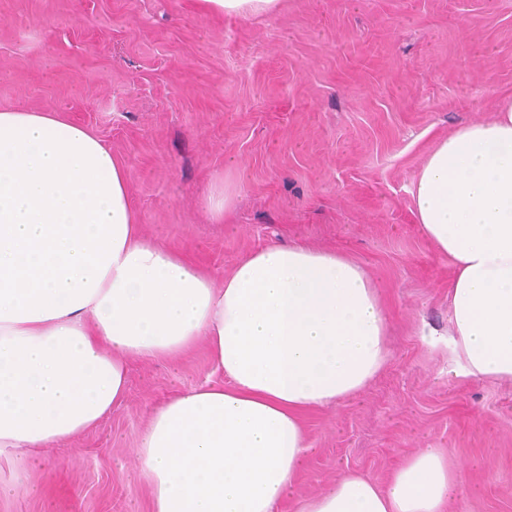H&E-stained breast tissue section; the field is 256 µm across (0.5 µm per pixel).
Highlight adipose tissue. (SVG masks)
Returning a JSON list of instances; mask_svg holds the SVG:
<instances>
[{
	"label": "adipose tissue",
	"instance_id": "obj_1",
	"mask_svg": "<svg viewBox=\"0 0 512 512\" xmlns=\"http://www.w3.org/2000/svg\"><path fill=\"white\" fill-rule=\"evenodd\" d=\"M248 18L281 0H194ZM417 222L453 264L448 352L456 377L512 382V98L431 150L412 184ZM390 326L372 277L334 252L271 243L215 287L144 236L129 172L58 111L0 108V458L94 428L127 391L130 359L176 358L207 338L226 382L177 391L141 434L136 476L152 512H445L472 494L426 445L379 486L359 472L296 497L313 451L303 412L362 393L388 367Z\"/></svg>",
	"mask_w": 512,
	"mask_h": 512
}]
</instances>
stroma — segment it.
Wrapping results in <instances>:
<instances>
[{
  "label": "stroma",
  "mask_w": 512,
  "mask_h": 512,
  "mask_svg": "<svg viewBox=\"0 0 512 512\" xmlns=\"http://www.w3.org/2000/svg\"><path fill=\"white\" fill-rule=\"evenodd\" d=\"M508 96L512 0H283L256 19L192 0H0V106L94 130L128 167L147 237L218 279L279 241L375 281L393 357L359 397L304 414L305 496L346 469L384 483L432 441L476 489L447 512H512V384L449 376L452 268L411 195L437 140ZM221 174L235 205L218 224L203 199ZM218 379L203 341L131 360L124 401L46 449L47 494L0 512H149L134 448L150 409Z\"/></svg>",
  "instance_id": "stroma-1"
}]
</instances>
